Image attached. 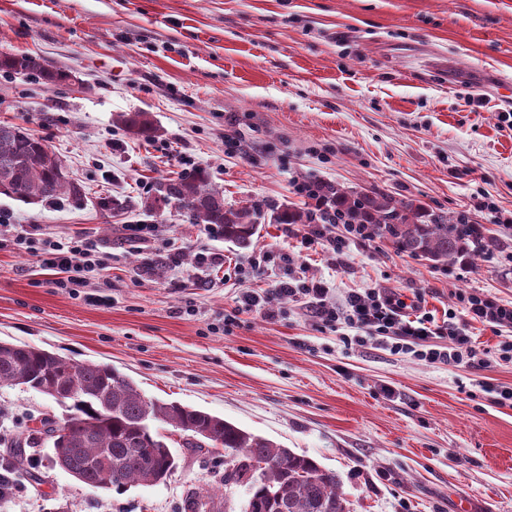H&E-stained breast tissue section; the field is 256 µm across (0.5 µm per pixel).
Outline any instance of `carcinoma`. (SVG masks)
Segmentation results:
<instances>
[{
    "label": "carcinoma",
    "instance_id": "1",
    "mask_svg": "<svg viewBox=\"0 0 512 512\" xmlns=\"http://www.w3.org/2000/svg\"><path fill=\"white\" fill-rule=\"evenodd\" d=\"M27 71L49 85L67 75L48 67L39 56L0 58V72ZM116 122L136 134L153 138L158 129L143 112L120 114ZM44 141L27 129L0 122V168L10 167L3 194L24 202L51 201L76 193L61 178V160L48 165ZM323 200L349 224H367L374 236L389 241L402 254L448 265L464 255L487 250L489 242L478 224L464 215L448 216L380 190L354 191L318 184ZM147 199V211L174 204L193 224L223 226L224 239L247 245L267 209L275 224H308L311 212L253 203L224 206V191L200 170L191 176L168 178ZM22 386L52 397L69 408L59 423L44 419L25 444L32 448L52 441L56 462L81 482L103 490L122 491L132 484H156L167 478L175 461L167 436L153 427L159 422L178 433L186 448L224 449V488L243 487L247 499L241 512H350L339 492L336 473L312 458L249 433L210 413L142 395L125 374L108 365L76 363L31 346L0 342V387ZM58 435L51 436V433ZM181 512H218L209 490L191 489Z\"/></svg>",
    "mask_w": 512,
    "mask_h": 512
}]
</instances>
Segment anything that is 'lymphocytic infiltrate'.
<instances>
[{"label":"lymphocytic infiltrate","instance_id":"1","mask_svg":"<svg viewBox=\"0 0 512 512\" xmlns=\"http://www.w3.org/2000/svg\"><path fill=\"white\" fill-rule=\"evenodd\" d=\"M300 193L314 201L312 212L318 223L309 225L303 234V246L323 247L331 265H347L350 244L370 240L366 225L349 224L337 217L322 218V202L313 198L311 186L303 185ZM17 251L38 258L47 274V282L56 288L85 287V274L106 271L104 256L98 243L89 236L55 239L42 233L39 227L16 236ZM278 295L303 301L313 316L327 325L345 327L366 333L371 338L388 339V349L396 355H408L430 364L454 366L474 361L476 350L466 328L456 322L435 324L430 316L410 317L409 305L401 294L387 288H368L351 292L342 301L328 299L329 289L320 280L295 283L280 282ZM457 300L469 320L486 324L492 330L512 329V306L499 303L488 296L461 292Z\"/></svg>","mask_w":512,"mask_h":512}]
</instances>
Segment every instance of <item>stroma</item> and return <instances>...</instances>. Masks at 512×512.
<instances>
[{"label": "stroma", "instance_id": "35a3bbf8", "mask_svg": "<svg viewBox=\"0 0 512 512\" xmlns=\"http://www.w3.org/2000/svg\"><path fill=\"white\" fill-rule=\"evenodd\" d=\"M33 54L68 73L60 86L0 72V122L40 137L81 196L25 203L0 194V341L77 363L118 368L145 397L224 418L336 472L351 512H512V407L483 383L512 385L504 337L466 325L488 365L429 364L371 339L344 342L302 303L276 294L286 278L324 281L331 301L391 288L435 322L460 313L455 295L512 305V0H0V56ZM144 112L145 139L117 125ZM207 170L224 203L309 205L300 183L378 189L486 228L492 243L447 266L376 238L350 246L348 266L302 249L262 222L241 248L166 206L146 214L160 179ZM491 197L497 213L475 211ZM127 201L113 213L112 199ZM126 224H161L183 252L154 264ZM88 235L108 253V279L70 291L46 284L12 240L31 226ZM224 263L200 268L196 255ZM287 255L263 274L259 253ZM251 289L275 320L238 309ZM235 315L233 325L224 318ZM394 391L385 397L384 388ZM69 411L42 393L0 387V462L43 415ZM163 482L96 489L23 448L0 512H181L188 490L224 492V452L172 438ZM116 122L133 130L137 135L147 138H154L158 132L153 122L143 112L117 115Z\"/></svg>", "mask_w": 512, "mask_h": 512}]
</instances>
